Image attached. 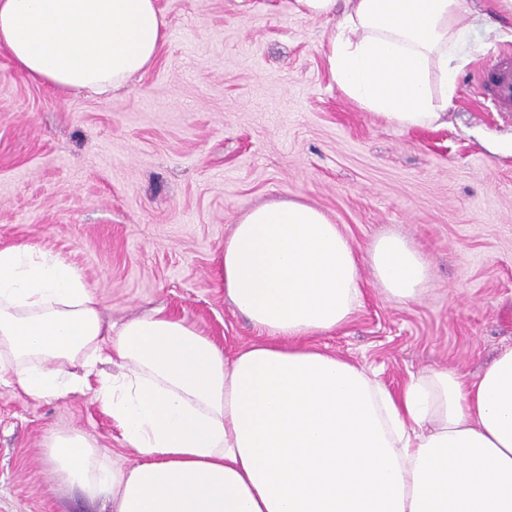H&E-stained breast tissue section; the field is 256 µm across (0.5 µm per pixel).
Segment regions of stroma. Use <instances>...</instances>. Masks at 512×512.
<instances>
[{
  "label": "stroma",
  "mask_w": 512,
  "mask_h": 512,
  "mask_svg": "<svg viewBox=\"0 0 512 512\" xmlns=\"http://www.w3.org/2000/svg\"><path fill=\"white\" fill-rule=\"evenodd\" d=\"M157 5L158 61L108 96L30 81L0 54V247L60 255L113 323L162 308L232 354L258 334L215 255L246 212L297 199L360 261L396 235L431 263L414 301L364 274L361 307L316 347L394 393L430 369L475 379L512 347V112L483 111L476 89L512 48L511 10L473 0L447 124L403 130L339 91L324 58L335 22L296 0ZM72 431L114 465L133 456L91 394L36 400L0 383V512H109L48 483L46 446Z\"/></svg>",
  "instance_id": "35a3bbf8"
}]
</instances>
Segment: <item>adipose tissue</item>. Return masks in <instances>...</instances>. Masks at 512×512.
Instances as JSON below:
<instances>
[{"mask_svg":"<svg viewBox=\"0 0 512 512\" xmlns=\"http://www.w3.org/2000/svg\"><path fill=\"white\" fill-rule=\"evenodd\" d=\"M296 2L337 16L325 58L345 96L402 129L442 126L472 0ZM166 38L156 0H0V52L63 92L119 88ZM368 256L391 298L426 293L430 264L401 237ZM217 263L262 336L232 355L161 310L107 323L70 263L0 247V382L35 399L92 392L137 455L115 468L85 434L54 435V483L113 512H512V347L474 381L429 370L395 395L309 346L358 310L362 273L301 201L248 211Z\"/></svg>","mask_w":512,"mask_h":512,"instance_id":"ef3b65f1","label":"adipose tissue"}]
</instances>
